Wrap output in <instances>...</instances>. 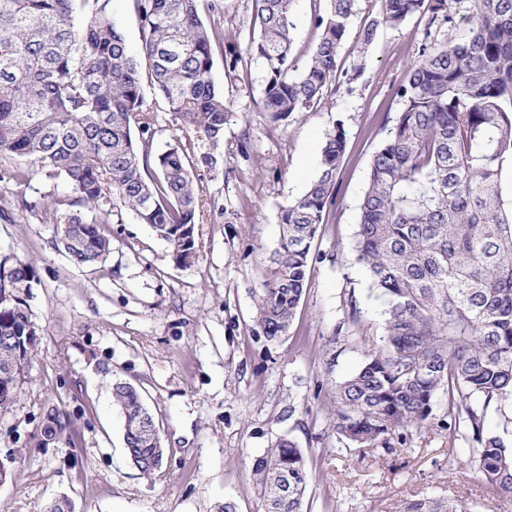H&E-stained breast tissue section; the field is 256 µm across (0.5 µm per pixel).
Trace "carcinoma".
<instances>
[{
    "instance_id": "1",
    "label": "carcinoma",
    "mask_w": 512,
    "mask_h": 512,
    "mask_svg": "<svg viewBox=\"0 0 512 512\" xmlns=\"http://www.w3.org/2000/svg\"><path fill=\"white\" fill-rule=\"evenodd\" d=\"M112 0H0V155L28 157L4 178L37 175L65 181L54 199L59 241L70 261L92 267L112 250L110 224L133 213L166 241L172 261L190 266L199 253L202 170L216 159L201 151L224 139L229 106L213 76L214 46L224 27L204 24L221 0H133L140 46L132 51ZM314 12L318 37L305 68L290 59L295 0H252L251 31L231 53V68L262 62V108L274 122L317 111L338 72V49L356 17V0H327ZM360 26L358 54L377 29L425 17V35L448 27L447 39L422 45L397 91L400 111L375 151L350 247L383 299L384 335L361 367L336 384L334 429L358 448L394 451L435 419L448 396V421L465 413L485 480L512 497V448L485 429L484 408L512 401V201L501 175L512 165V0H377ZM467 34L454 36L457 20ZM148 77L162 107L145 103ZM183 131L153 151L157 112ZM346 142L327 135L317 176L282 207L281 233L258 295L259 326L275 341L288 333L307 288L309 255L336 202ZM36 283L29 261L0 256V411L17 399L21 375L39 346L28 299ZM112 402L123 418L131 464L160 471L166 455L139 389L117 380ZM64 410L44 411L41 440L68 437ZM252 488L264 512H307L306 453L281 437L251 464ZM288 490H283V486ZM400 512H469L431 498Z\"/></svg>"
}]
</instances>
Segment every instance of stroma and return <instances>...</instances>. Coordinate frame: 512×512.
I'll list each match as a JSON object with an SVG mask.
<instances>
[{
	"label": "stroma",
	"mask_w": 512,
	"mask_h": 512,
	"mask_svg": "<svg viewBox=\"0 0 512 512\" xmlns=\"http://www.w3.org/2000/svg\"><path fill=\"white\" fill-rule=\"evenodd\" d=\"M315 0H297L292 56L304 68L318 32ZM378 9L357 0L354 26L338 51L339 69L314 112L285 124L262 110L261 66L228 69L215 50L212 75L229 105L224 139L210 152L202 181L195 264L173 263L166 242L124 213L112 225L105 262L79 267L56 238L51 203L64 181L0 182V253L31 261L29 300L41 328L38 350L15 403L0 413V512H47L68 496L75 512H261L251 462L281 436L308 449L311 512H397L423 497L465 502L471 512H512L472 466L466 429L449 436L436 418L373 452L333 429V388L355 372L383 334L384 306L365 269L348 256L373 153L400 109L397 88L424 41L425 20L379 28L358 55L359 26ZM342 126L334 214L312 244L311 276L296 317L279 340L258 325V292L279 238L281 208L302 195L318 171L321 148ZM35 203L27 211L23 202ZM140 387L169 454L159 472L130 464L112 382ZM74 421L71 439L38 441L44 408Z\"/></svg>",
	"instance_id": "1"
}]
</instances>
